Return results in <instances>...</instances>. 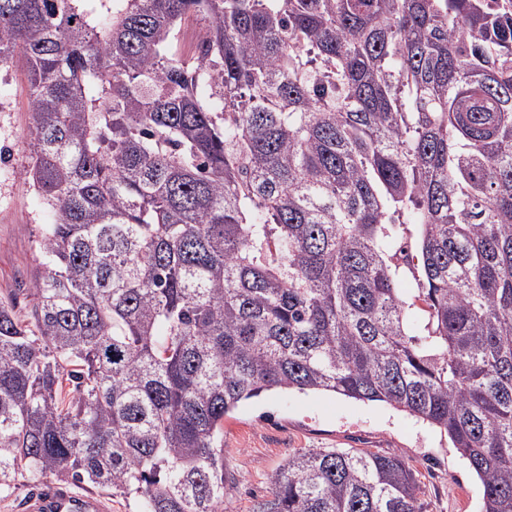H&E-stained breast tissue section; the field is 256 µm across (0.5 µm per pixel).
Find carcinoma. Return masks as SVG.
Returning <instances> with one entry per match:
<instances>
[{
  "instance_id": "1",
  "label": "carcinoma",
  "mask_w": 512,
  "mask_h": 512,
  "mask_svg": "<svg viewBox=\"0 0 512 512\" xmlns=\"http://www.w3.org/2000/svg\"><path fill=\"white\" fill-rule=\"evenodd\" d=\"M10 66L47 224L0 301V495L223 512L224 416L295 389L423 419L512 512V0H0ZM418 491L305 448L254 512Z\"/></svg>"
}]
</instances>
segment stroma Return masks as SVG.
Instances as JSON below:
<instances>
[{
  "label": "stroma",
  "mask_w": 512,
  "mask_h": 512,
  "mask_svg": "<svg viewBox=\"0 0 512 512\" xmlns=\"http://www.w3.org/2000/svg\"><path fill=\"white\" fill-rule=\"evenodd\" d=\"M27 80L19 68L0 69V144L12 153L0 175V299L11 298L38 265L35 241L45 222L21 172L28 162ZM303 448L399 454L414 467L422 512H483L479 479L447 437L389 405L330 392L272 391L242 402L224 418V512H253L268 497L272 477Z\"/></svg>",
  "instance_id": "stroma-1"
}]
</instances>
